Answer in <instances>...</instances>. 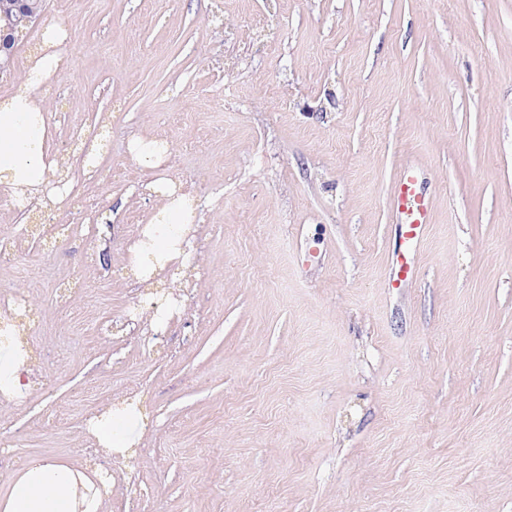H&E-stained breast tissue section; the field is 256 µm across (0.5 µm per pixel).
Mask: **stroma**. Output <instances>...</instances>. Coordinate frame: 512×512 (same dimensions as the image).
Masks as SVG:
<instances>
[{"label":"stroma","instance_id":"stroma-1","mask_svg":"<svg viewBox=\"0 0 512 512\" xmlns=\"http://www.w3.org/2000/svg\"><path fill=\"white\" fill-rule=\"evenodd\" d=\"M50 22L74 198L0 197V242L27 238L0 297L26 301L33 369L0 397V494L37 459L100 471L103 512H512V0H47L0 95ZM138 135L167 143L160 168ZM410 164L431 222L392 288ZM161 178L202 222L187 281L140 288L128 224ZM136 399L137 454L98 450L91 417ZM155 146L156 141L146 138L136 137L132 140V153L139 165L156 169L165 162L167 148L159 150Z\"/></svg>","mask_w":512,"mask_h":512}]
</instances>
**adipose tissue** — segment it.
<instances>
[{
    "label": "adipose tissue",
    "mask_w": 512,
    "mask_h": 512,
    "mask_svg": "<svg viewBox=\"0 0 512 512\" xmlns=\"http://www.w3.org/2000/svg\"><path fill=\"white\" fill-rule=\"evenodd\" d=\"M64 38L61 27L49 26L47 51L27 71L20 88L0 99V184L21 202L43 190L52 202L63 198L62 193L47 190V174L57 160L48 137L44 102L61 67ZM148 188L159 195L160 202L147 224V244H133L130 252L139 256L144 248H151L149 271L158 275L167 263L188 260L189 226L197 212L172 180L159 179ZM30 386V371L19 348L9 338L0 339V396L19 399ZM145 425L144 414L125 408L99 419L93 435L100 447L123 452L137 444ZM96 480V473L76 470L62 461L29 462L19 470L8 494L0 497V512H100Z\"/></svg>",
    "instance_id": "adipose-tissue-1"
}]
</instances>
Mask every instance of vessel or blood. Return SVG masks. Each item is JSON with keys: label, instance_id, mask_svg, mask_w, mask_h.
Returning a JSON list of instances; mask_svg holds the SVG:
<instances>
[{"label": "vessel or blood", "instance_id": "vessel-or-blood-1", "mask_svg": "<svg viewBox=\"0 0 512 512\" xmlns=\"http://www.w3.org/2000/svg\"><path fill=\"white\" fill-rule=\"evenodd\" d=\"M390 205L400 226L401 239L390 278L392 287L400 288L417 274L414 255L429 224V199L424 191L419 168L411 165L403 170Z\"/></svg>", "mask_w": 512, "mask_h": 512}]
</instances>
